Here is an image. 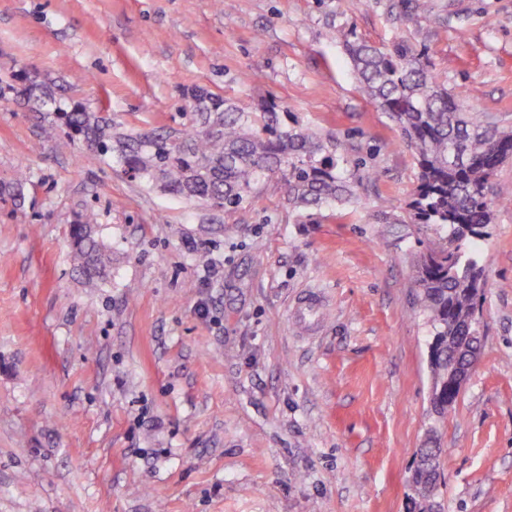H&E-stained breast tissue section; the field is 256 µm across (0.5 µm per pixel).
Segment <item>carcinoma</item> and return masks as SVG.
I'll list each match as a JSON object with an SVG mask.
<instances>
[{
    "label": "carcinoma",
    "mask_w": 512,
    "mask_h": 512,
    "mask_svg": "<svg viewBox=\"0 0 512 512\" xmlns=\"http://www.w3.org/2000/svg\"><path fill=\"white\" fill-rule=\"evenodd\" d=\"M394 7L432 12L431 0H400ZM330 37L343 42L359 91L387 114L414 152L418 178L403 211L385 206L376 223L407 224L427 239L413 258L415 284L431 336H446L448 318L477 306L484 293L485 272L474 253L488 235L495 208L512 204V186L496 180L501 165L512 159V130L471 112L465 97L431 72L424 51L403 44L384 50L352 41L336 28ZM17 80L21 86L7 88L34 111L53 116L47 137L64 128L83 149L117 158L131 178L186 201L243 210L273 178L282 183L288 208L308 216L356 198L335 140L300 125L275 101L252 110L198 88L186 95L190 128L131 134L44 81L25 75ZM71 238L74 268L93 288L110 257L94 236L91 218L73 225ZM432 378L440 401L448 402L444 341ZM445 452L432 439L418 449L422 464L411 470L418 490L430 484Z\"/></svg>",
    "instance_id": "obj_1"
}]
</instances>
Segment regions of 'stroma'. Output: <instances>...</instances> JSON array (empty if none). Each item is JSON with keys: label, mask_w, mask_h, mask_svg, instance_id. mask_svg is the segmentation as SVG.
Instances as JSON below:
<instances>
[{"label": "stroma", "mask_w": 512, "mask_h": 512, "mask_svg": "<svg viewBox=\"0 0 512 512\" xmlns=\"http://www.w3.org/2000/svg\"><path fill=\"white\" fill-rule=\"evenodd\" d=\"M393 2L0 0L1 78L28 70L140 133L189 128L191 88L274 98L335 138L357 191L309 219L274 182L238 212L189 203L42 141V114L0 92V512H408L431 437L446 512H512V205L479 249L478 364L436 417L418 236L375 221L416 160L328 35L426 51L512 129V0ZM86 214L112 255L93 290L69 238Z\"/></svg>", "instance_id": "obj_1"}]
</instances>
